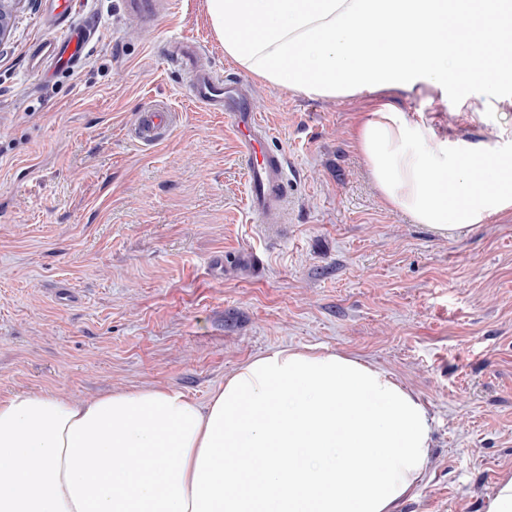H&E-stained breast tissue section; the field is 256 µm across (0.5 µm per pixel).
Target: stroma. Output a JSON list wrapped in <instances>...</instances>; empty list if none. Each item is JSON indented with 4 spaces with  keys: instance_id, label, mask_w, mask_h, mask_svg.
I'll use <instances>...</instances> for the list:
<instances>
[{
    "instance_id": "obj_1",
    "label": "stroma",
    "mask_w": 512,
    "mask_h": 512,
    "mask_svg": "<svg viewBox=\"0 0 512 512\" xmlns=\"http://www.w3.org/2000/svg\"><path fill=\"white\" fill-rule=\"evenodd\" d=\"M97 36L81 65L37 74L55 36L25 0L0 43V394L81 402L169 385L207 403L225 375L280 347L360 357L420 395L433 459L399 512H485L512 473V221L452 239L388 209L348 139L363 99H312L255 82L253 109L291 172L288 222L259 224L230 118L196 103L168 44L196 65L247 74L224 54L206 0L153 24L121 0H80ZM163 102L159 145L128 129ZM406 112L494 143L512 112H464L413 93Z\"/></svg>"
}]
</instances>
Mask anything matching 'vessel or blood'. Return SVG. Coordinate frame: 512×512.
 <instances>
[{
	"instance_id": "b4317fda",
	"label": "vessel or blood",
	"mask_w": 512,
	"mask_h": 512,
	"mask_svg": "<svg viewBox=\"0 0 512 512\" xmlns=\"http://www.w3.org/2000/svg\"><path fill=\"white\" fill-rule=\"evenodd\" d=\"M171 0H122L129 14L152 18L166 9ZM77 0H46L47 16L59 31L58 36L38 43L32 51V64L42 77L61 70L74 69L87 53L93 38L88 24L76 21ZM198 44L179 39L170 46V54L183 67L193 99L211 112L229 113L238 149L246 163V205L263 224L281 223L287 208L284 184L288 179L285 154L271 152L268 125L251 107L252 87L241 81L219 77L197 69L194 59ZM174 127V114L165 107L142 109L131 127V138L143 146L164 141Z\"/></svg>"
}]
</instances>
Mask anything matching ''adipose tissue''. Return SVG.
<instances>
[{"instance_id": "ef3b65f1", "label": "adipose tissue", "mask_w": 512, "mask_h": 512, "mask_svg": "<svg viewBox=\"0 0 512 512\" xmlns=\"http://www.w3.org/2000/svg\"><path fill=\"white\" fill-rule=\"evenodd\" d=\"M224 52L309 98L368 100L349 127L384 204L453 237L512 217V127L495 144L401 111V92L512 112V68L464 33L512 36V0H206ZM266 20L252 31L247 19ZM386 39L370 53L373 31ZM426 405L359 357L279 348L207 404L145 386L71 402L0 395V512H397L431 461ZM141 458L129 470L123 455Z\"/></svg>"}]
</instances>
